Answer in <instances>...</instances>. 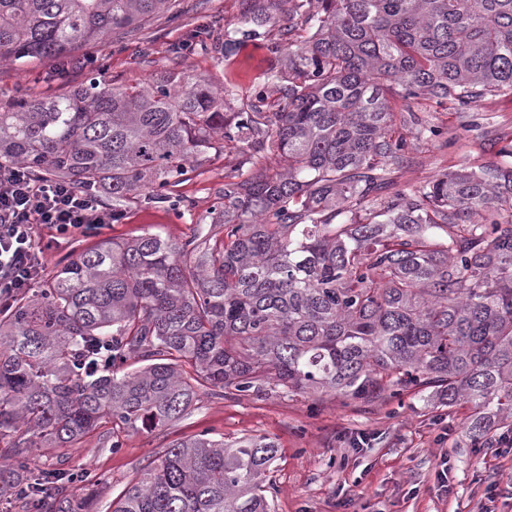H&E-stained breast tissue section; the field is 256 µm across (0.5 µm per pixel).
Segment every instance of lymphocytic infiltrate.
<instances>
[{"mask_svg": "<svg viewBox=\"0 0 512 512\" xmlns=\"http://www.w3.org/2000/svg\"><path fill=\"white\" fill-rule=\"evenodd\" d=\"M111 221L96 194L59 181L35 182L17 166L0 167V302L26 293L43 275L46 243L98 234Z\"/></svg>", "mask_w": 512, "mask_h": 512, "instance_id": "f902f5d3", "label": "lymphocytic infiltrate"}]
</instances>
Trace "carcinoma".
I'll list each match as a JSON object with an SVG mask.
<instances>
[{
    "label": "carcinoma",
    "mask_w": 512,
    "mask_h": 512,
    "mask_svg": "<svg viewBox=\"0 0 512 512\" xmlns=\"http://www.w3.org/2000/svg\"><path fill=\"white\" fill-rule=\"evenodd\" d=\"M175 0H0V61H65ZM312 30L277 109L224 110L209 79L92 78L0 101V164L112 199L166 203L212 150H267L273 176L224 175L192 236L102 240L0 309V493L39 509L83 480L32 467L99 428L164 427L204 395L280 389L369 401L432 389L471 405L469 434L512 418V163L401 188L405 121L387 92L469 106L512 95V0H295ZM133 359L139 367L123 370ZM278 448L203 431L168 447L112 512H272Z\"/></svg>",
    "instance_id": "cac0c4a2"
}]
</instances>
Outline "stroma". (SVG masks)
<instances>
[{"instance_id": "1", "label": "stroma", "mask_w": 512, "mask_h": 512, "mask_svg": "<svg viewBox=\"0 0 512 512\" xmlns=\"http://www.w3.org/2000/svg\"><path fill=\"white\" fill-rule=\"evenodd\" d=\"M290 0H177L174 10L132 30L111 33L104 45L75 51L66 67L33 59L21 65L0 63V98L30 94L54 97L88 77L116 85L149 84L155 74L184 71L212 79L233 91L234 110L246 109L252 95L267 90V72H287L286 57L269 52L281 41ZM267 12L272 23L257 36L240 39L229 57L212 51L228 30H244L248 15ZM393 111L411 113L439 127L444 143L419 142L408 166L395 169L398 184L420 185L462 166L497 161L495 145L512 143V98L489 97L467 109L443 107L418 96L390 94ZM240 157L232 144L209 153L181 183L172 202L158 204L139 195L123 217L105 226L104 239L124 240L151 229L182 240L214 201L224 176ZM468 404L447 407L432 391L409 388L399 396L355 402L333 395L266 391L247 396L203 397L182 419L153 431L124 436L112 449L109 436L94 432L78 448H46L40 461L80 474L91 472L98 484H70L62 500L66 512H112V501L168 447L181 439L211 431L232 440L267 436L278 448L268 479L274 512H512V499L487 501L490 482L512 488V454L474 446L466 431ZM366 434L369 443L355 448L350 440ZM452 469L447 484L437 473Z\"/></svg>"}]
</instances>
